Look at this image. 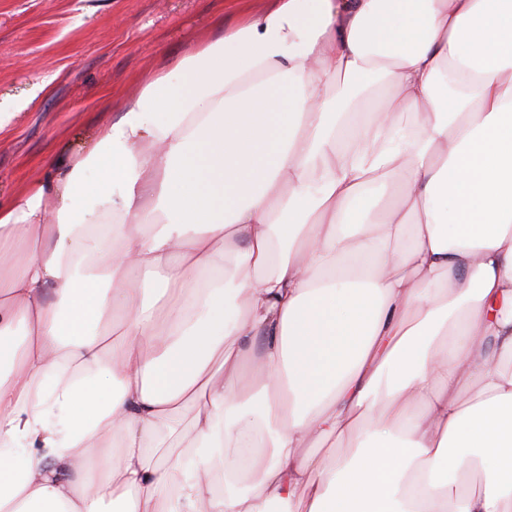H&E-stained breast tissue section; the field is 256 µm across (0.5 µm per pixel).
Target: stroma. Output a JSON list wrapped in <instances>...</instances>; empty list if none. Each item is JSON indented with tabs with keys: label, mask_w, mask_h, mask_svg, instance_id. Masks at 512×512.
I'll list each match as a JSON object with an SVG mask.
<instances>
[{
	"label": "stroma",
	"mask_w": 512,
	"mask_h": 512,
	"mask_svg": "<svg viewBox=\"0 0 512 512\" xmlns=\"http://www.w3.org/2000/svg\"><path fill=\"white\" fill-rule=\"evenodd\" d=\"M271 0H0V204L118 112L143 75Z\"/></svg>",
	"instance_id": "35a3bbf8"
}]
</instances>
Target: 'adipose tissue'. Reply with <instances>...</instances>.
<instances>
[{"label":"adipose tissue","instance_id":"adipose-tissue-1","mask_svg":"<svg viewBox=\"0 0 512 512\" xmlns=\"http://www.w3.org/2000/svg\"><path fill=\"white\" fill-rule=\"evenodd\" d=\"M0 512H512V0H272L0 206Z\"/></svg>","mask_w":512,"mask_h":512}]
</instances>
